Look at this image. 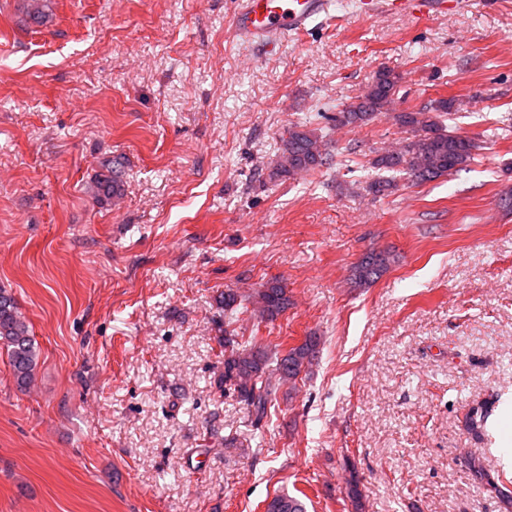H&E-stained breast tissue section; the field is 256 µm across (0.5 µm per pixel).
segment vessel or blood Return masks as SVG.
<instances>
[{
    "mask_svg": "<svg viewBox=\"0 0 512 512\" xmlns=\"http://www.w3.org/2000/svg\"><path fill=\"white\" fill-rule=\"evenodd\" d=\"M332 0H236L232 33L241 43L258 50L277 46L284 39L312 30L320 19H330ZM366 17L408 14L443 17L455 10L458 0H358Z\"/></svg>",
    "mask_w": 512,
    "mask_h": 512,
    "instance_id": "b4317fda",
    "label": "vessel or blood"
}]
</instances>
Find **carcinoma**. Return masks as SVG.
Listing matches in <instances>:
<instances>
[{
  "mask_svg": "<svg viewBox=\"0 0 512 512\" xmlns=\"http://www.w3.org/2000/svg\"><path fill=\"white\" fill-rule=\"evenodd\" d=\"M50 0H28L27 19L34 25H42L49 17ZM403 76L392 69L382 67L372 76L356 102L336 113V124L358 127L372 122L379 114L389 111L398 97ZM456 99H438L415 111L397 112L396 123L407 134L402 146L376 156L372 167L379 171L369 183V191L382 197L396 188V175H405L415 185L435 181L464 169L478 148L476 140L468 135L449 130L444 117L454 109ZM333 160L324 137L305 125L295 124L288 128L281 139V152L274 177H288L312 171ZM97 192L100 197H114L122 192L119 163L112 161L106 172L97 176ZM391 262L386 252L369 251L353 269L355 284L367 285L377 280ZM256 296L262 314L269 320L276 319L288 309L286 288L278 280L268 281L257 289ZM0 344L7 349L9 364L16 384L30 387L36 365V348L29 323L23 316L15 298L5 288H0ZM219 344L224 346V372L214 380L223 391L237 393L247 414L255 425H260L267 415L275 388L266 377L270 366L268 354L259 347L239 343L231 331H224ZM318 338L309 336L305 341L274 360L279 380H297L316 353ZM360 481L350 473L346 481L347 494L353 512H365ZM267 512H306L304 502L288 494L274 497L267 505Z\"/></svg>",
  "mask_w": 512,
  "mask_h": 512,
  "instance_id": "obj_1",
  "label": "carcinoma"
}]
</instances>
